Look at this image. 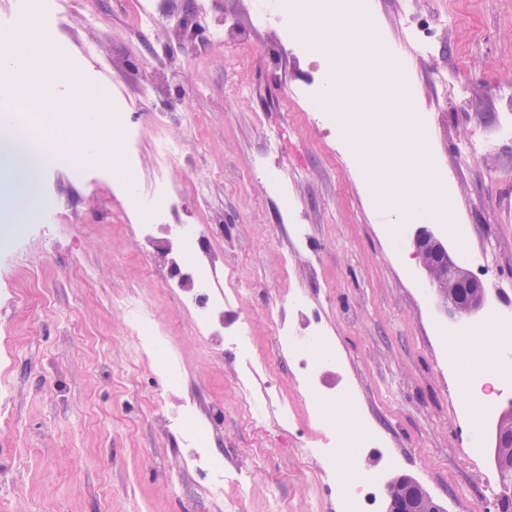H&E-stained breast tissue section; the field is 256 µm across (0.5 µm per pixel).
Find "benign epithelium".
<instances>
[{
	"label": "benign epithelium",
	"mask_w": 512,
	"mask_h": 512,
	"mask_svg": "<svg viewBox=\"0 0 512 512\" xmlns=\"http://www.w3.org/2000/svg\"><path fill=\"white\" fill-rule=\"evenodd\" d=\"M412 245L426 283L453 317L476 313L484 301L482 282L465 268V259L452 253L425 227L416 230Z\"/></svg>",
	"instance_id": "benign-epithelium-1"
}]
</instances>
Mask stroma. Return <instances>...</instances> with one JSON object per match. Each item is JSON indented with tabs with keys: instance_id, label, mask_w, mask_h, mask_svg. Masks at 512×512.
<instances>
[{
	"instance_id": "stroma-1",
	"label": "stroma",
	"mask_w": 512,
	"mask_h": 512,
	"mask_svg": "<svg viewBox=\"0 0 512 512\" xmlns=\"http://www.w3.org/2000/svg\"><path fill=\"white\" fill-rule=\"evenodd\" d=\"M361 2L383 47L406 61L419 138L450 205L449 220L428 221V229L449 251L489 255L483 308L446 315L412 255L415 225L381 221L354 144L285 110L283 97L303 67L266 54L277 36L251 29L249 0H203L200 32L188 38L165 24L153 37H138L121 0L73 7L57 19L71 70L60 96L105 86L139 112L144 66L165 62L154 77L166 95L152 107L182 100L168 127L186 142L185 164L160 168L149 134L135 148L133 168L125 165L126 142L114 136L109 164L142 189L164 178L182 190L172 223L210 220V240L224 242L220 269L235 268L242 279L234 313L263 363L258 380L287 383L295 417L285 425L272 410L264 429L247 425L232 354L206 352L178 296L145 262L135 220L111 180L80 182L69 161L41 183L54 213L33 212L27 236L0 249V398L8 400L0 408V512H192L205 497L206 482L186 467L179 435L143 401L159 375L152 350L129 357L126 318L115 301L132 291L173 335L181 383L167 405L191 399L199 416H212L209 448L225 469L250 467L262 455L257 475L237 490L245 512H267L273 488L293 512H310L317 494L322 512H340L339 479L317 486L302 463L323 411L292 381L267 316L297 293L323 316L359 428L390 450L383 481L411 476L448 512H483L501 497L492 448L496 415L512 404V348L484 360L504 384L482 416L461 394L459 376L469 357L463 333L512 312V140L477 156L465 150L475 132L491 133L500 119L498 89L512 88V0ZM226 17L247 30L243 44L208 42L211 23ZM418 22L432 31L431 53L408 39ZM459 70L467 80L464 108L448 80ZM269 130L284 133L274 160L286 187L281 196L249 172ZM190 172L204 179V196L183 191ZM292 213L307 226L305 241L292 235ZM476 427L475 448L469 436Z\"/></svg>"
}]
</instances>
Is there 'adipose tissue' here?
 Instances as JSON below:
<instances>
[{
  "label": "adipose tissue",
  "mask_w": 512,
  "mask_h": 512,
  "mask_svg": "<svg viewBox=\"0 0 512 512\" xmlns=\"http://www.w3.org/2000/svg\"><path fill=\"white\" fill-rule=\"evenodd\" d=\"M357 0H351L347 10L326 11L305 18L301 34L311 40L316 49L332 52L336 70L325 105L351 115L354 113L385 114L390 124H399L409 112V101L399 88L378 86L372 92L358 91V84L371 82L382 64L380 42L367 20L359 15ZM356 148L364 161L381 155L410 151L409 164L400 179L380 177L373 189L378 202L386 207L394 223L411 222L415 216L444 218L447 207L430 187L429 157L423 144L406 146L402 139L379 133L373 137H356Z\"/></svg>",
  "instance_id": "adipose-tissue-1"
}]
</instances>
